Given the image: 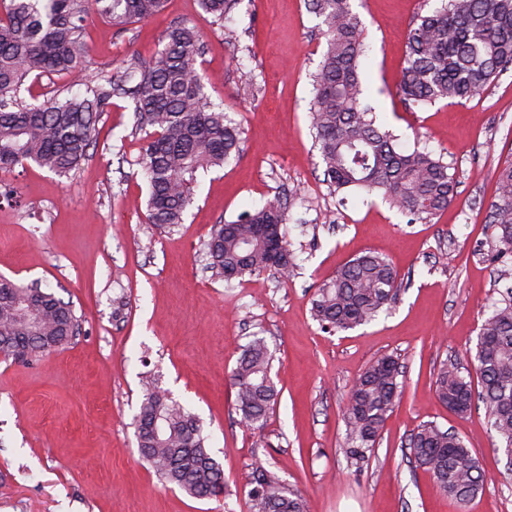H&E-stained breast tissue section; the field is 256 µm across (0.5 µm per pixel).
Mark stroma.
<instances>
[{
    "instance_id": "1",
    "label": "stroma",
    "mask_w": 512,
    "mask_h": 512,
    "mask_svg": "<svg viewBox=\"0 0 512 512\" xmlns=\"http://www.w3.org/2000/svg\"><path fill=\"white\" fill-rule=\"evenodd\" d=\"M436 4L355 0L369 46L367 103L400 147L440 157L457 181L448 208L417 221L379 195L330 193L309 120L325 39L305 0H241L224 28L197 0H166L154 18L126 26L90 21L94 73L152 58L171 26L193 21L206 93L240 127V150L198 170L194 202L170 229L144 224L148 136L123 99L103 113L75 175L35 165L0 173V276L54 293L81 319L70 343L37 361L0 359V512H248L259 466L298 491L306 512H456L409 459L408 438L424 423L457 434L486 472L467 512H512V472L484 409L455 414L434 387L443 362L472 370L480 328L512 287V261L490 259L488 222L495 171L512 155V70L460 104L405 105L408 26ZM276 198L287 206L289 278L224 280L206 255L213 225ZM363 251L395 268L393 303L355 329H322L317 288ZM256 336L273 353L279 392L259 431L241 424L230 385ZM382 355L398 357L403 393L374 452L355 465L341 451L347 393ZM148 375L199 419L225 495L192 498L141 459L133 422Z\"/></svg>"
}]
</instances>
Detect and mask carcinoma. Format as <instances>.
I'll use <instances>...</instances> for the list:
<instances>
[{
    "label": "carcinoma",
    "instance_id": "carcinoma-1",
    "mask_svg": "<svg viewBox=\"0 0 512 512\" xmlns=\"http://www.w3.org/2000/svg\"><path fill=\"white\" fill-rule=\"evenodd\" d=\"M166 0H0V172L36 165L59 175L79 169L88 156L102 113L112 99L131 103L135 127L152 128L144 173L148 182L147 223L175 227L193 203L199 169L221 167L239 152L240 130L224 109L208 102L200 71L202 34L188 22L168 32L163 48L149 60L137 57L107 73L88 71V16L114 25L146 21ZM241 0H198L219 22ZM321 20L325 51L313 76L311 130L336 194L380 193L412 219H432L456 196L448 164L414 147L400 150L392 132L377 124L364 103L360 78L365 55L364 26L353 0H308ZM512 68V0H440L418 15L409 30L399 93L425 107L467 101ZM62 74L76 92L57 90L40 102L21 96L28 79ZM489 223L496 234L492 258L512 256V158L496 172ZM287 212L280 199L218 224L207 243L210 265L230 281L276 269L288 274L292 252ZM397 292L390 262L364 252L320 286L314 318L329 331H347L375 320ZM80 328L73 305L39 287L0 277V352L29 363L67 345ZM272 353L265 338L253 337L232 370L231 382L242 422L261 429L277 404L270 376ZM480 384L455 363L437 370L438 399L458 414L483 403L512 471V295L484 321L472 360ZM398 359L383 356L353 382L344 411L342 452L359 463L374 451L381 430L402 393ZM139 453L162 481L196 499L224 494L222 464L207 447L196 417L148 382L136 421ZM410 456L429 471L438 489L464 512L485 481L478 458L456 434L422 424L408 439ZM249 512H305L300 495L277 476L256 467L247 493Z\"/></svg>",
    "mask_w": 512,
    "mask_h": 512
}]
</instances>
